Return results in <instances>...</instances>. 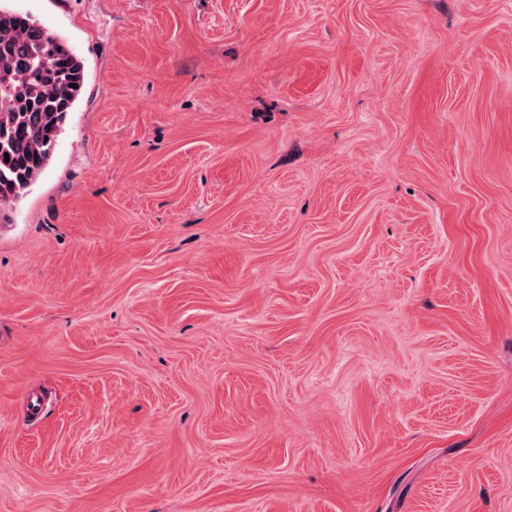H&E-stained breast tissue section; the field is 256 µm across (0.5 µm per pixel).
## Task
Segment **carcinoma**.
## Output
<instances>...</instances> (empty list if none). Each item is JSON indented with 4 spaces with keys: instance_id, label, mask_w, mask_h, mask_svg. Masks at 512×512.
Returning a JSON list of instances; mask_svg holds the SVG:
<instances>
[{
    "instance_id": "cac0c4a2",
    "label": "carcinoma",
    "mask_w": 512,
    "mask_h": 512,
    "mask_svg": "<svg viewBox=\"0 0 512 512\" xmlns=\"http://www.w3.org/2000/svg\"><path fill=\"white\" fill-rule=\"evenodd\" d=\"M83 83V65L60 37L0 9V208L46 168Z\"/></svg>"
}]
</instances>
